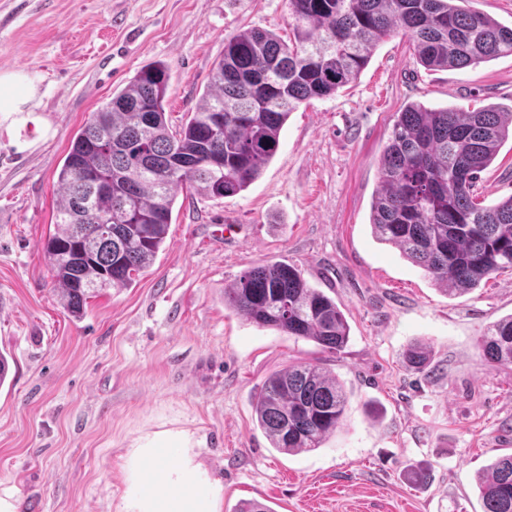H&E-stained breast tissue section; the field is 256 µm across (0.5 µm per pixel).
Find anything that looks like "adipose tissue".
Listing matches in <instances>:
<instances>
[{
  "label": "adipose tissue",
  "mask_w": 512,
  "mask_h": 512,
  "mask_svg": "<svg viewBox=\"0 0 512 512\" xmlns=\"http://www.w3.org/2000/svg\"><path fill=\"white\" fill-rule=\"evenodd\" d=\"M36 94L34 78L25 71L0 73V114L30 111ZM196 471L182 459L154 469L136 501V512H206L194 487Z\"/></svg>",
  "instance_id": "1"
}]
</instances>
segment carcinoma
Returning <instances> with one entry per match:
<instances>
[{"label": "carcinoma", "instance_id": "1", "mask_svg": "<svg viewBox=\"0 0 512 512\" xmlns=\"http://www.w3.org/2000/svg\"><path fill=\"white\" fill-rule=\"evenodd\" d=\"M469 0H288L294 41L260 29L224 41V55L196 110L169 129L170 68L147 65L73 137L59 170L56 231L43 245L64 310L82 315L104 288L120 291L153 262L171 222L178 189L189 182L209 198L239 194L275 156L281 130L299 104L325 98L357 79L375 46L403 33L430 69L464 68L512 55V27L467 7ZM224 129L215 133V115ZM512 138V112H472L413 102L398 113L380 166L370 224L450 294L512 268V196L477 202L479 174ZM90 174L110 178L87 208L78 196ZM112 225V235L99 233ZM224 305L259 327L341 351L349 328L331 297L296 267L264 262L224 289ZM485 360L512 364V314L480 338ZM416 370L427 351L410 348ZM348 396L322 367L293 364L270 375L255 414L271 447L311 451L342 423ZM483 512H512V455L478 477Z\"/></svg>", "mask_w": 512, "mask_h": 512}]
</instances>
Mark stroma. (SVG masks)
I'll return each instance as SVG.
<instances>
[{
	"mask_svg": "<svg viewBox=\"0 0 512 512\" xmlns=\"http://www.w3.org/2000/svg\"><path fill=\"white\" fill-rule=\"evenodd\" d=\"M250 28L289 39L288 0H0V73L37 85L34 111L0 116V497L18 512H129L148 466L133 450L167 436L213 512L247 500L273 512H482L478 474L512 454V365L479 348L512 314V271L450 296L370 228L398 112L512 110L511 55L432 70L408 36L385 38L357 80L290 113L246 190L213 199L182 186L162 249L131 287L100 291L79 318L60 305L42 246L74 135L157 61L180 127L225 38ZM476 194L484 205L512 196V139ZM266 261L336 301L350 328L341 352L225 307V288ZM415 343L431 351L428 373L404 361ZM297 362L336 375L350 400L320 448L288 455L254 401Z\"/></svg>",
	"mask_w": 512,
	"mask_h": 512,
	"instance_id": "35a3bbf8",
	"label": "stroma"
}]
</instances>
